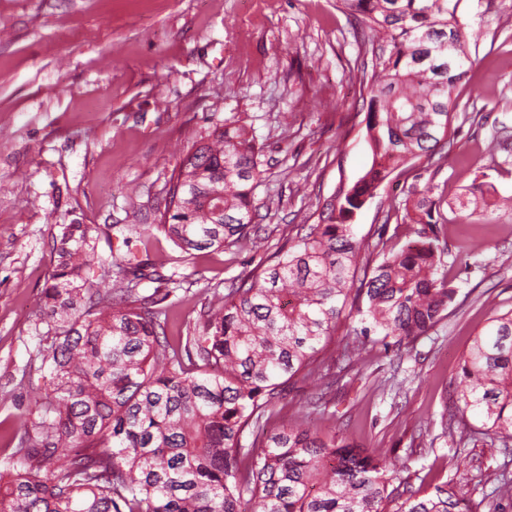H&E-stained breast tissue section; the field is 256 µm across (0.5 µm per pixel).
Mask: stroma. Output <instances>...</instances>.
<instances>
[{"label": "stroma", "mask_w": 512, "mask_h": 512, "mask_svg": "<svg viewBox=\"0 0 512 512\" xmlns=\"http://www.w3.org/2000/svg\"><path fill=\"white\" fill-rule=\"evenodd\" d=\"M461 19L479 38L449 155L392 174L358 212L367 268L404 242L406 225L384 214H403L408 187L435 186L450 202L485 178L512 196V0H462ZM364 53L336 0H0V460L45 396L34 353L48 330L43 290L60 225H111L101 257L130 251L185 276L162 305L168 334L185 333L225 281L273 264L339 183L369 169ZM227 117L251 126L262 148L255 203L266 239L188 258L156 225L173 169ZM131 222L152 225L150 236L124 242L118 227ZM445 242L456 296L444 319L399 343L368 336L351 365L337 330L316 356L320 370L343 372L324 412L308 414L313 383L301 378L275 411L383 449L419 496L446 483L477 501L512 473V449L442 436L440 421L471 339L493 310L512 308V211L449 225Z\"/></svg>", "instance_id": "1"}]
</instances>
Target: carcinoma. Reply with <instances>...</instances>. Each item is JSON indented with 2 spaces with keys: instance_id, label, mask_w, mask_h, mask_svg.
Instances as JSON below:
<instances>
[{
  "instance_id": "obj_1",
  "label": "carcinoma",
  "mask_w": 512,
  "mask_h": 512,
  "mask_svg": "<svg viewBox=\"0 0 512 512\" xmlns=\"http://www.w3.org/2000/svg\"><path fill=\"white\" fill-rule=\"evenodd\" d=\"M339 2L371 45L362 70L369 169L338 187L320 223L301 225L274 264L231 281L174 345L160 304L181 281L134 256L99 257L95 225H61L43 296L50 329L37 350L47 402L0 462V512H501L512 501L504 473L476 503L446 484L419 498L380 448L324 439L306 421L270 427L282 386L341 323L401 341L435 326L455 296L434 187L412 193L406 242L369 275L359 274L352 219L395 171L448 141L452 91L469 61L461 0ZM259 166L247 127L215 123L173 170L158 228L189 256L259 243ZM490 186L469 188L455 216L487 223L480 203ZM146 281L154 291L142 295ZM455 393L442 434L455 437L472 415L474 434L508 446L512 308L474 336Z\"/></svg>"
}]
</instances>
